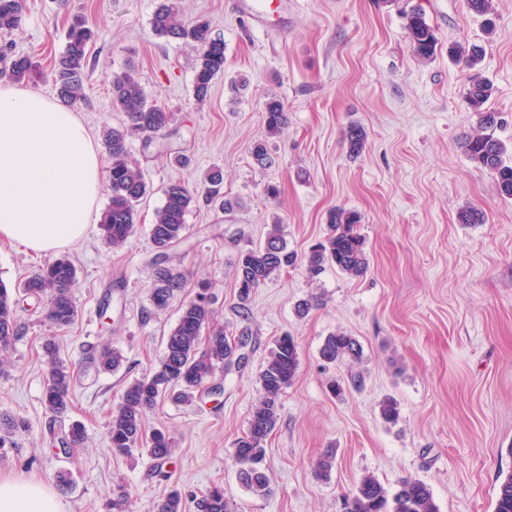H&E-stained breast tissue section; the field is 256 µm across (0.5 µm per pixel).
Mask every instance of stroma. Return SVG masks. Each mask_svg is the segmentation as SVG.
<instances>
[{
  "instance_id": "obj_1",
  "label": "stroma",
  "mask_w": 512,
  "mask_h": 512,
  "mask_svg": "<svg viewBox=\"0 0 512 512\" xmlns=\"http://www.w3.org/2000/svg\"><path fill=\"white\" fill-rule=\"evenodd\" d=\"M159 2L26 0L11 35L15 51L40 64L46 79L37 89L52 98L50 73L70 23L79 18L95 31L87 99L76 107L93 141L122 124L111 84L130 68L173 112L174 130L147 151L141 136L127 140L151 192L126 243L109 245L95 222L61 249L78 269L74 324L51 327L41 303L21 297L22 336L0 354V474L42 480L66 512H111L119 486L127 512H157L175 487L186 512L216 487L231 512H340L343 495L367 473L393 489L407 478L423 480L440 512H493L499 477L512 472V199L460 148L476 117L463 98L468 72L448 47H483L481 68L495 87L489 106L504 113L508 124L498 136L511 144L512 0H495L491 35L467 0H281L264 23L232 12L230 0H177L186 20L209 21L224 40V73L201 103L193 93L195 49L152 30ZM413 6L439 39L429 61L414 55L406 30L403 12ZM241 79L245 87L234 89ZM271 98L288 116L274 136L264 122ZM352 124L366 133L355 156L345 138ZM259 141L273 159L264 169L251 157ZM177 152L189 156L187 166L173 163ZM215 167L224 174V197L237 205L230 212L202 201L191 207L186 238L169 252L185 282L156 310L154 212L169 183L202 193ZM270 182L279 185L278 198L265 195ZM337 207L361 216L366 273L355 278L329 266L311 281L302 267L289 268L240 305L239 253L263 243L276 224L289 249L306 257ZM468 207L482 210L484 223H459ZM54 258L0 245V282L17 286ZM202 288L225 335L247 338L246 358L215 372L192 404L164 399L147 413L146 430H165L172 440L162 478L146 455L113 453L109 422L125 386L158 365L182 303ZM306 300L310 309L299 313ZM336 332L363 346L356 369L364 383L339 398L328 384L346 381L347 369L319 355ZM285 334L299 345L300 366L265 444L271 492L258 496L237 478L234 444L260 399L268 352ZM48 339L74 373L68 408L56 416L43 401ZM104 343L124 356L117 372L86 360ZM388 397L399 408L393 424L380 414ZM76 422L85 443L64 451L60 439ZM328 450L335 461L325 479L314 465Z\"/></svg>"
}]
</instances>
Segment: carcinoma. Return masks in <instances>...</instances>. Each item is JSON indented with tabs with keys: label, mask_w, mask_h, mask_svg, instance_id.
<instances>
[{
	"label": "carcinoma",
	"mask_w": 512,
	"mask_h": 512,
	"mask_svg": "<svg viewBox=\"0 0 512 512\" xmlns=\"http://www.w3.org/2000/svg\"><path fill=\"white\" fill-rule=\"evenodd\" d=\"M470 11L484 18L486 34L494 32L493 0H467ZM23 20L22 0H0V33L9 35ZM406 29L417 57L429 60L437 51L435 31L427 23L425 14L414 8L405 14ZM152 29L167 39L191 44L197 52L194 75V96L202 101L207 97L213 81L224 74V40L212 35L207 22L189 24L179 14L171 0H162L153 14ZM94 31L82 21L68 29L64 50L56 58L52 69L58 97L66 105H77L85 100L84 81L88 67L90 44ZM451 51L472 70L464 101L477 116V128L462 138L465 156L476 166L491 172L498 191L512 198V160L506 144L496 136L502 127L501 113L490 110L486 104L494 93L493 84L476 71L482 58V47L462 45ZM0 57L9 60V75L16 82L37 84L45 75L27 55L11 52V45L0 46ZM112 110L124 114L126 123L104 130L102 144L109 158L107 182L110 201L103 212L101 230L114 246L123 244L139 223L138 206L148 194L149 186L140 166L131 161L127 137L135 132L143 137V146L150 148L156 135L169 129L173 113L151 99L136 74L127 70L112 78ZM265 124L270 135L279 133L287 123L282 103L271 98L265 103ZM347 141L350 152L362 151L364 130L349 127ZM163 205L155 212L150 224V237L157 250L154 263V282L151 301L157 309L168 306L174 289L180 287L182 274L165 265L167 251L181 241L187 229L186 215L194 203V193L180 183H172L164 192ZM360 215L351 210L336 208L329 212L326 239L314 245L304 264L311 280L317 278L326 266L351 277L362 276L368 268L366 241L358 230ZM297 256L288 250L279 225L272 226L264 244L241 253L236 270L239 297L245 300L250 293L282 270L296 264ZM78 271L67 258H59L32 275L22 286L26 296L44 302L42 315L57 328L73 324L76 306L73 288ZM19 299L16 292L0 283V349L7 350L19 334L15 320ZM207 340L206 351L199 353L201 339ZM244 343L224 336V329L213 326V310L203 293L183 303L177 325L165 340L164 355L159 365L149 374L129 383L120 401L112 410L109 440L112 452L126 455L138 446H145L157 474L169 460L173 448L170 436L155 429L146 433L144 417L157 401L171 394L182 403L193 400L196 389L216 368L229 366ZM44 352L51 365L50 381L44 392V405L52 413L64 412L70 401L72 372L57 361L56 347L48 341ZM362 345L353 336L338 332L327 336L320 348V356L327 363L357 362L362 356ZM124 357L116 348L104 347L91 356L96 369L115 372L123 365ZM300 364L298 344L289 335L275 340L267 361L259 374L261 398L255 407L244 436L236 441L234 458L239 465L238 478L251 491L270 493L269 479L263 469L265 443L276 426L281 407V396L292 385ZM157 512H184L181 492L171 490L157 504ZM197 512H229L224 490L215 488L197 502ZM343 512H439L432 489L419 479H407L399 488L385 486L375 475L362 476L354 490L343 500ZM494 512H512V473L498 484Z\"/></svg>",
	"instance_id": "carcinoma-1"
}]
</instances>
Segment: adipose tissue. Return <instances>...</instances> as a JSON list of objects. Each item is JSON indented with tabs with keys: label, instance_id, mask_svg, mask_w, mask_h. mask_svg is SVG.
I'll use <instances>...</instances> for the list:
<instances>
[{
	"label": "adipose tissue",
	"instance_id": "ef3b65f1",
	"mask_svg": "<svg viewBox=\"0 0 512 512\" xmlns=\"http://www.w3.org/2000/svg\"><path fill=\"white\" fill-rule=\"evenodd\" d=\"M104 171L77 112L0 80V242L48 254L78 242ZM0 512H65L43 481L0 475Z\"/></svg>",
	"mask_w": 512,
	"mask_h": 512
}]
</instances>
